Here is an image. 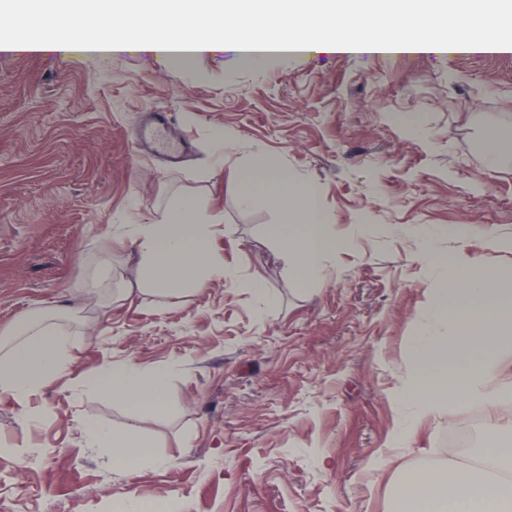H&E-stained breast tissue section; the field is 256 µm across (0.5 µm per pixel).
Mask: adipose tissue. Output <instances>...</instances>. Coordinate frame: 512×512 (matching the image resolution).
I'll use <instances>...</instances> for the list:
<instances>
[{
  "mask_svg": "<svg viewBox=\"0 0 512 512\" xmlns=\"http://www.w3.org/2000/svg\"><path fill=\"white\" fill-rule=\"evenodd\" d=\"M58 7L66 15L69 36L40 43V50L109 54L149 49L188 59L224 47L223 39L200 28L203 18L216 24L232 19L243 33L271 16L284 14L288 17L286 41L315 52L370 53L379 43L373 30L395 24L401 15L412 16L423 28L451 10L482 15L484 0H60ZM171 14L178 20L173 37L149 44L130 39V32ZM341 16L362 31V38H318L321 28ZM115 20L123 24L124 32L112 40L104 42L87 32L90 23L103 26ZM399 45L406 52L432 49L451 55L485 49L484 41L467 26L456 28L445 41L431 43L412 34L400 39ZM241 182L242 201L259 193L285 212L287 224L272 240L289 273L305 284L319 282L326 259L344 251L348 242L324 224L316 186L279 173L246 172ZM214 226L212 219L201 218L195 204L187 200L161 218L126 225L122 243L136 256V284L168 295L190 294L223 277V266L211 254ZM468 234L465 224L440 228L437 235L428 236L417 256L420 264L436 271L444 282L428 301L441 329H422L411 345V360L419 373L401 400L412 407L413 414L398 423L396 443L407 440L413 424L437 416L444 408L460 412L477 403L494 404L512 397V384L495 381L499 361L512 355V281L462 252L440 258L435 246L437 237L462 240ZM68 343V337L50 320L37 321L0 353V391L23 401L48 377L68 371ZM168 379L166 369L148 370L130 361L87 374L84 381L87 387L124 401L139 419L148 421L165 409ZM86 435L90 447L110 449L113 463L159 461L139 430L93 425ZM509 469L512 447L495 444L484 449L479 463L449 465L442 476L427 470L405 473L393 489L396 512H512V485L499 477Z\"/></svg>",
  "mask_w": 512,
  "mask_h": 512,
  "instance_id": "ef3b65f1",
  "label": "adipose tissue"
}]
</instances>
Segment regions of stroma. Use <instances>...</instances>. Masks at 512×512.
I'll list each match as a JSON object with an SVG mask.
<instances>
[{
  "instance_id": "1",
  "label": "stroma",
  "mask_w": 512,
  "mask_h": 512,
  "mask_svg": "<svg viewBox=\"0 0 512 512\" xmlns=\"http://www.w3.org/2000/svg\"><path fill=\"white\" fill-rule=\"evenodd\" d=\"M26 2L0 0V39L66 35L56 14L12 28ZM155 108L171 113L170 137L193 144L178 166L133 143ZM218 129L231 139L221 154ZM491 138L502 145L492 165ZM244 168L318 187L325 223L349 242L319 284L289 276L271 241L285 215L260 196L242 202ZM182 199L218 216L224 278L189 295L127 291L121 225ZM444 224L472 233L438 239L441 254L512 277V252L487 244L512 238V54L0 50V345L47 315L72 359L29 405L0 392V512H113L130 493L172 498L179 512H391L395 471L371 466L409 414L395 396L441 285L415 254ZM128 361L170 370L166 413L141 425L160 466H116L87 444L88 423L120 431L132 414L81 377ZM510 422L512 399L440 414L399 462L467 461L472 449L448 445L452 429Z\"/></svg>"
}]
</instances>
